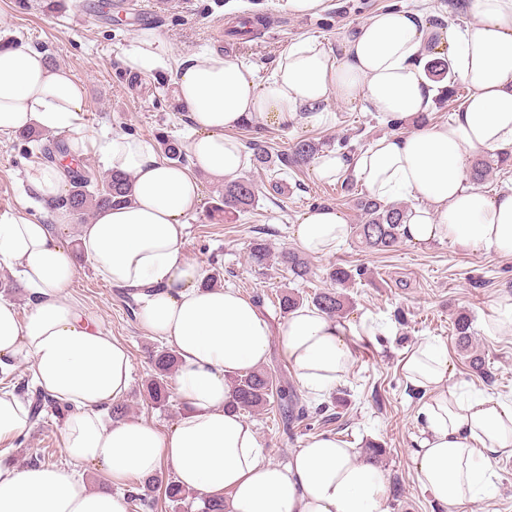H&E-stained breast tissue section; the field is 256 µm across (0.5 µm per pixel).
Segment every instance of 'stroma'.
I'll return each instance as SVG.
<instances>
[{
    "label": "stroma",
    "instance_id": "stroma-1",
    "mask_svg": "<svg viewBox=\"0 0 512 512\" xmlns=\"http://www.w3.org/2000/svg\"><path fill=\"white\" fill-rule=\"evenodd\" d=\"M84 2L60 0L47 10L43 0H0V42L18 40L44 52L52 66L71 72L85 90L82 123L89 138L117 132L152 141L163 132L182 143L187 140V118L173 102V70L131 75L121 63L124 48L140 33L159 34L172 59L216 48L230 59L256 67L263 79L297 38L316 37L335 45L349 27L374 11L414 4V0H326L318 15L295 17L280 8V0H156L159 14L145 23L130 12L136 0H107L105 20L86 12ZM244 14L267 20L249 40L229 33L235 18ZM394 132L390 121L366 111L362 103L333 99L320 120L299 118L279 125L259 117L232 135L241 141L257 137L276 151L306 138L327 147L344 140L352 154ZM40 156L37 142L16 134L0 136V217L23 213L48 222V211L22 205L25 169ZM243 175L257 188L254 209L239 220L223 222L209 216L210 202L223 184L201 176V202L189 219L187 255L205 267H222L224 286L255 302L272 330H279L285 320L272 304L275 292L287 288L313 294L327 285L322 272L337 263L364 271L347 290L353 307L343 319L360 332L352 339L353 356L345 379L323 396L308 397L314 412L293 430L275 425L272 411L249 415L267 460L286 464L298 448L324 433L360 449L376 441L385 448L376 461L378 468L389 483L403 489L400 501L389 505L388 512H448L420 483L412 461L425 422L419 413L421 396L407 386L398 360L407 346L436 340L447 348L455 365L454 380L467 394L512 400V336L492 337L483 329L498 299L512 295V259L464 252L445 241L429 246L405 241L394 251L380 253L365 248L352 235L335 251L311 256L319 276L301 283L286 270L251 265L252 240H266L275 252L297 248L293 226L312 206L335 207L348 224L359 223L353 196L363 193V186L346 192L340 182L320 180L306 166L284 176L276 193L269 186L268 170L251 163ZM67 293L101 328L123 341L131 354L134 374L124 400L126 420L170 430L181 413L179 401L173 397L166 405H155L145 391L151 375L147 353L163 346V339L139 324L125 291L97 276L89 260L78 262ZM462 313L472 319L473 343L485 359L486 374L473 373L455 345L453 322ZM62 424V418L52 416L33 422L21 437L6 440L15 466H28L32 457L48 450L55 460H62Z\"/></svg>",
    "mask_w": 512,
    "mask_h": 512
}]
</instances>
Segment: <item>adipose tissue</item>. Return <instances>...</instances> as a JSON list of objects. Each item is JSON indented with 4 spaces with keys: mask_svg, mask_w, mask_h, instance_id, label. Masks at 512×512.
I'll return each instance as SVG.
<instances>
[{
    "mask_svg": "<svg viewBox=\"0 0 512 512\" xmlns=\"http://www.w3.org/2000/svg\"><path fill=\"white\" fill-rule=\"evenodd\" d=\"M469 9L473 19L462 27L436 24L417 9L373 12L339 47L292 41L264 81L213 48L174 64L157 33L130 42L122 57L129 73L176 68L173 96L189 119L190 163H171L145 139L116 133L98 150L108 169L132 178L131 204L97 212L71 243L57 232L71 221L65 209H55L47 224L21 215L0 219V269L31 291L24 316L0 300V370L31 357L33 380L70 408L62 429L66 464L20 468L0 460V512H129L124 495L90 487L78 471L85 463L117 485L170 465L185 489L225 497V512H387V477L360 449L321 434L282 467L266 460L243 416L227 410L230 376L265 362L272 332L234 289L205 286L203 266L186 255L187 219L200 203V175L232 181L246 165L230 130L257 116L287 123L302 112L319 114L333 99L365 101L389 119L417 116L439 94L426 63L444 58L470 90L448 123L382 136L350 157L323 150L313 171L329 182L353 174L381 201L424 199L403 225L410 242L447 241L511 258L512 191L481 192L468 172L479 154L512 155V0H470ZM83 105L81 86L67 69L50 66L44 52L0 46V134L35 126L64 134L70 151L85 155ZM25 183L50 203L64 195L66 171L33 161ZM350 232L328 206L306 210L294 226L297 243L313 255L331 253ZM78 252L104 281L135 298L139 323L177 352L182 412L170 431L106 419L105 409L129 391L132 361L67 293ZM279 334L304 389L321 395L344 379L351 361L344 323L302 305ZM400 368L422 395L424 437L413 457L422 484L450 512L492 498V462L512 453V402L464 396L447 349L430 340L406 349ZM31 426L28 403L15 388L0 387V440Z\"/></svg>",
    "mask_w": 512,
    "mask_h": 512,
    "instance_id": "1",
    "label": "adipose tissue"
}]
</instances>
